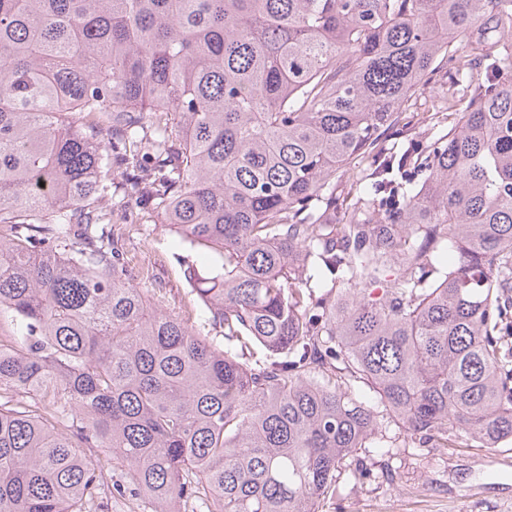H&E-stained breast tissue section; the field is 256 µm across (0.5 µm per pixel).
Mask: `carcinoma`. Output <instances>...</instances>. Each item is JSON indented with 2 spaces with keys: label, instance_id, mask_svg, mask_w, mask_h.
<instances>
[{
  "label": "carcinoma",
  "instance_id": "carcinoma-1",
  "mask_svg": "<svg viewBox=\"0 0 512 512\" xmlns=\"http://www.w3.org/2000/svg\"><path fill=\"white\" fill-rule=\"evenodd\" d=\"M106 197L218 257L185 277L224 347ZM5 326L0 512H318L389 423L511 438L512 0H0Z\"/></svg>",
  "mask_w": 512,
  "mask_h": 512
}]
</instances>
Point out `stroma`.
<instances>
[{
  "mask_svg": "<svg viewBox=\"0 0 512 512\" xmlns=\"http://www.w3.org/2000/svg\"><path fill=\"white\" fill-rule=\"evenodd\" d=\"M111 227L121 233L134 272H149L156 308L198 320L181 264L212 268L216 259L188 249L174 228L136 215H113ZM354 456L367 477L355 481L342 466L318 512H512V440L488 448L462 437L451 447L428 448L392 426L386 447L369 445Z\"/></svg>",
  "mask_w": 512,
  "mask_h": 512,
  "instance_id": "stroma-1",
  "label": "stroma"
}]
</instances>
